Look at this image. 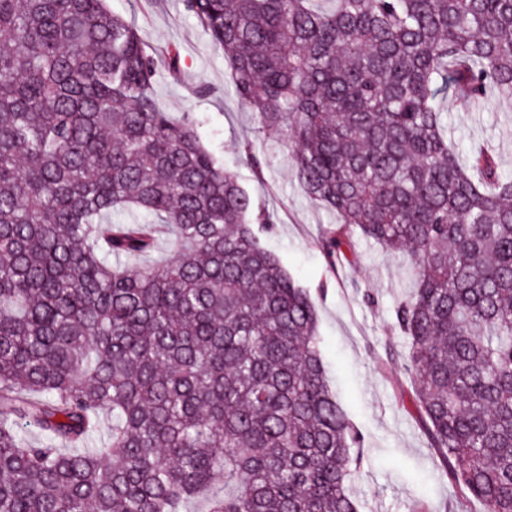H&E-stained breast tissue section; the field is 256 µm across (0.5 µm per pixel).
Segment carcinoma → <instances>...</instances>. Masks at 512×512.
<instances>
[{
    "label": "carcinoma",
    "mask_w": 512,
    "mask_h": 512,
    "mask_svg": "<svg viewBox=\"0 0 512 512\" xmlns=\"http://www.w3.org/2000/svg\"><path fill=\"white\" fill-rule=\"evenodd\" d=\"M185 2L333 214L329 265L356 229L408 258L395 326L456 512H512V178L440 106L512 101V0ZM163 67L105 0H0V512H184L221 478L206 512H360L314 302L158 107Z\"/></svg>",
    "instance_id": "1"
}]
</instances>
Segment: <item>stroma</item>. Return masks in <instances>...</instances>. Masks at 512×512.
<instances>
[{"label":"stroma","instance_id":"35a3bbf8","mask_svg":"<svg viewBox=\"0 0 512 512\" xmlns=\"http://www.w3.org/2000/svg\"><path fill=\"white\" fill-rule=\"evenodd\" d=\"M107 7L138 28L148 51L177 49L182 74L158 80L160 108L177 118L198 119L204 144L235 171L256 212L274 215V223L260 225V240L309 290L331 384L364 437L363 463L353 481L361 512H408L417 498L434 512H453L452 490L435 449L428 446L405 381L406 341L393 326L394 308L411 288L405 257L357 236L356 264L329 268L318 241L332 215L298 184L281 132H259L255 114L229 91L224 52L186 10L184 0H108ZM201 84L211 87L210 95L196 94ZM442 108L461 151L488 148L502 172L512 175V110L492 102L467 110L451 100L443 101ZM248 142L265 158L262 173L243 160Z\"/></svg>","mask_w":512,"mask_h":512}]
</instances>
